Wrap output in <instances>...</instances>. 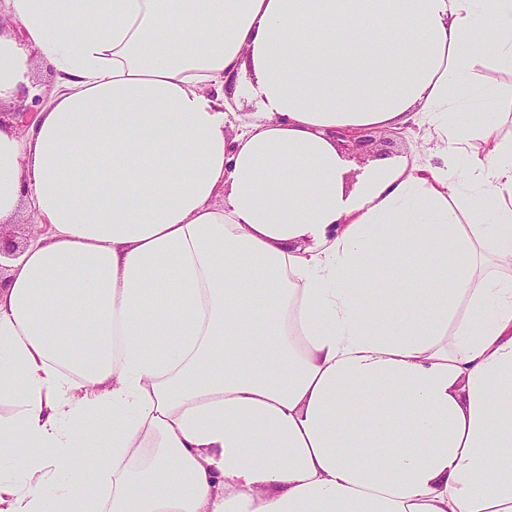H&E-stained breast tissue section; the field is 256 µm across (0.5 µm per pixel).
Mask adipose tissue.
<instances>
[{"label":"adipose tissue","instance_id":"1","mask_svg":"<svg viewBox=\"0 0 512 512\" xmlns=\"http://www.w3.org/2000/svg\"><path fill=\"white\" fill-rule=\"evenodd\" d=\"M483 67L512 0H0V106L44 98L0 121V226L42 228L0 269V512H512ZM409 123L427 163L350 177L334 130Z\"/></svg>","mask_w":512,"mask_h":512}]
</instances>
